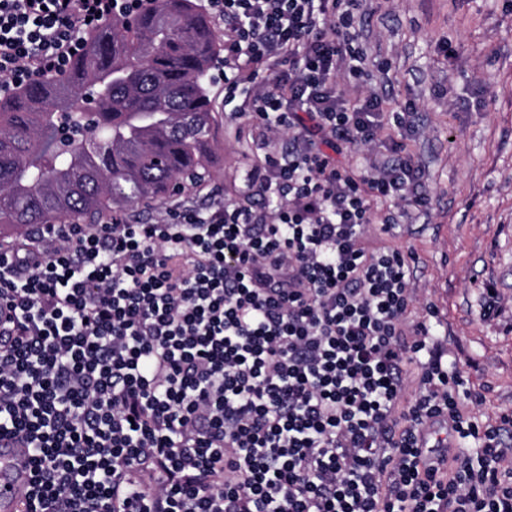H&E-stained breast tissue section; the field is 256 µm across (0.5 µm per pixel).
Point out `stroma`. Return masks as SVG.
I'll return each mask as SVG.
<instances>
[{"instance_id":"obj_1","label":"stroma","mask_w":512,"mask_h":512,"mask_svg":"<svg viewBox=\"0 0 512 512\" xmlns=\"http://www.w3.org/2000/svg\"><path fill=\"white\" fill-rule=\"evenodd\" d=\"M372 78L345 86L350 98L384 95L407 111L406 149L432 198L429 209L398 211L393 235L376 241L415 258L413 277L439 311L434 332L464 378L481 389L477 420L512 412V6L506 0H366L354 23ZM211 106L223 121L208 182L186 197L233 201L264 153L246 119H232L221 67ZM506 303L499 320L479 316L482 286Z\"/></svg>"}]
</instances>
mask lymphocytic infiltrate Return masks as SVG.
Instances as JSON below:
<instances>
[{"label": "lymphocytic infiltrate", "mask_w": 512, "mask_h": 512, "mask_svg": "<svg viewBox=\"0 0 512 512\" xmlns=\"http://www.w3.org/2000/svg\"><path fill=\"white\" fill-rule=\"evenodd\" d=\"M144 0H0V96L61 73L81 33ZM362 0H205L229 27L227 98L285 129L245 201L160 221L42 224L0 247V439L27 451V512H512V417L416 319L412 255L370 244L426 208L367 76ZM391 139H386L385 143L374 146L365 147L352 151L340 157L343 162L350 164H360L369 169L374 162H383L390 159Z\"/></svg>", "instance_id": "lymphocytic-infiltrate-1"}]
</instances>
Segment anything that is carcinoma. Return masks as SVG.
<instances>
[{
  "label": "carcinoma",
  "mask_w": 512,
  "mask_h": 512,
  "mask_svg": "<svg viewBox=\"0 0 512 512\" xmlns=\"http://www.w3.org/2000/svg\"><path fill=\"white\" fill-rule=\"evenodd\" d=\"M220 50L197 0H149L86 33L64 73L0 98V235L93 223L203 182Z\"/></svg>",
  "instance_id": "obj_1"
}]
</instances>
